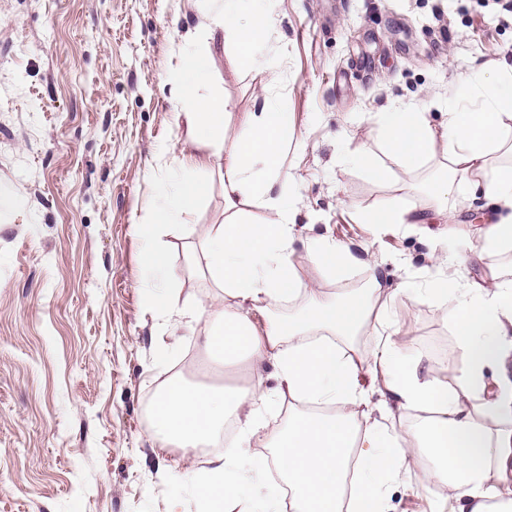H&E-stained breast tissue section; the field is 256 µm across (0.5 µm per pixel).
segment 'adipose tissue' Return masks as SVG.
I'll use <instances>...</instances> for the list:
<instances>
[{"label": "adipose tissue", "mask_w": 512, "mask_h": 512, "mask_svg": "<svg viewBox=\"0 0 512 512\" xmlns=\"http://www.w3.org/2000/svg\"><path fill=\"white\" fill-rule=\"evenodd\" d=\"M202 15L209 37L230 32L239 61H259L266 17L257 13L244 24L242 0H208ZM183 100L193 102L185 119L197 141L210 147L201 167L224 172V200L233 206L245 197L268 211L265 222L240 215L210 225L200 242L202 274L217 293L202 335L205 363L247 368L249 385L205 390L171 380L157 394L150 433L162 445L194 449L223 438L224 454L195 477L204 512H275L280 489L251 495L241 486L242 458L263 473L276 461L292 491L289 512H386L385 492L401 481L408 457L429 463L420 481L443 484L432 512H512V280L501 279L494 261L512 251V165L492 167V154L512 155V68L494 81L470 75L459 80L461 94L478 90L474 110H450L443 131H435L426 112L409 106L373 117L388 160L415 167L444 154L449 174H463L498 208L496 220L481 229L473 256L487 262L484 282L465 284L456 262H447L417 300H440L456 330L462 364L451 380L404 363L392 338L377 340L369 354L356 355L351 340L359 335L380 301L379 273L369 287L342 298L311 294L294 258L295 219L281 148L293 127L288 112L264 107L252 116L232 152H225L224 102L202 100L198 93L213 78L210 50L181 53L172 73ZM206 184L175 180L163 187L152 222L137 225L147 243L141 256L152 281L145 290L149 312L164 319L180 308L167 281L168 252L161 243L182 220L189 205L204 195ZM306 266L325 273L348 268L357 258L325 237L310 238ZM292 306V313L268 316L270 305ZM263 321L252 320V312ZM277 371L276 389L264 387L257 373L264 363ZM382 379L391 400L421 411L412 429L394 430L374 415L362 375ZM317 405L314 413L292 417L287 428L270 434L263 416L278 398ZM363 445L357 477L347 483V455ZM269 455L248 456L249 448Z\"/></svg>", "instance_id": "obj_1"}]
</instances>
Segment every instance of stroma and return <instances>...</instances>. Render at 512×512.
I'll list each match as a JSON object with an SVG mask.
<instances>
[{
	"mask_svg": "<svg viewBox=\"0 0 512 512\" xmlns=\"http://www.w3.org/2000/svg\"><path fill=\"white\" fill-rule=\"evenodd\" d=\"M261 61L241 66L231 39L210 43L194 0H0V512H199L195 475L211 453L163 448L149 433L158 389L179 377L220 383L203 367L200 324L160 323L145 309L149 222L170 181L165 158L204 155L178 117L171 80L180 52L210 47L211 84L224 101L232 151L266 103L290 113L282 149L296 212V259L322 234L357 265L308 272L310 287L342 297L379 271L404 360L436 376L461 364L436 301L411 291L439 275L434 259L466 253L495 207L439 161L392 165L381 182L361 164L377 148L374 113L413 104L435 130L448 121L461 75L492 78L512 64V13L499 0H263ZM208 183L164 246L180 305L214 290L192 252L224 219V181ZM447 194L437 195L441 182ZM424 209L426 223L380 227L383 203ZM173 345L157 360V339ZM437 483L392 486L388 512H430Z\"/></svg>",
	"mask_w": 512,
	"mask_h": 512,
	"instance_id": "obj_1",
	"label": "stroma"
}]
</instances>
